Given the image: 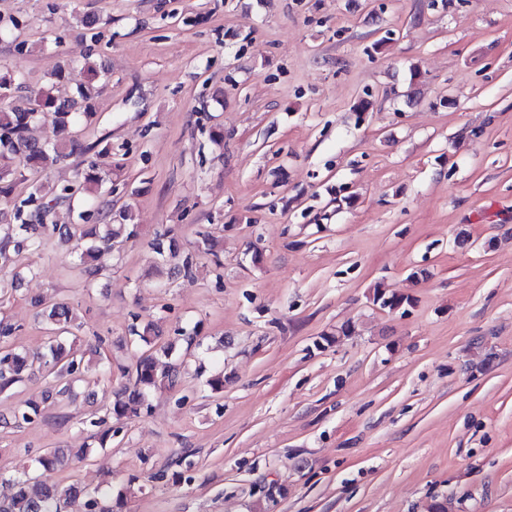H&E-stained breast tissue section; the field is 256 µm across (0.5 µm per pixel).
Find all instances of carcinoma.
Here are the masks:
<instances>
[{
    "label": "carcinoma",
    "instance_id": "cac0c4a2",
    "mask_svg": "<svg viewBox=\"0 0 512 512\" xmlns=\"http://www.w3.org/2000/svg\"><path fill=\"white\" fill-rule=\"evenodd\" d=\"M68 64L55 62L47 72L48 87L30 91L26 107L0 106V197L8 198L14 192L17 182L24 180L21 166L33 165L42 170L53 169L76 154L84 155L92 146L81 141L80 127L91 115V101L101 92L100 70L87 62L84 69L87 81L77 87L69 98H59L53 88L59 81ZM24 89L23 83L10 74H0V101H5ZM49 119L56 127L58 138L53 143L39 140L34 131L38 125ZM100 177L94 165L80 173V179L60 187L59 194L48 201L38 202L35 213L25 214V207L37 202V192L14 205L8 219L0 222V260L5 262L24 252L38 248L46 237L68 241L74 237L89 241V246L81 253L75 264L86 279L93 280L104 270V260L111 253L112 239L132 238L136 235V225L129 223L131 216L121 211L116 215L117 223L92 224L91 218L101 212L112 214L109 201L101 200L93 208L77 213L72 224H48L44 217L60 201H72L76 196H93L98 193ZM153 251L162 263L169 266L172 274L188 272L192 268L189 257L182 256L177 241L168 229L155 233L150 242ZM373 303L390 311L411 302L407 296L397 294L378 283L373 288ZM47 324L49 336L44 351L34 357L14 350L8 340L14 333L13 324L0 320V391H6L22 380L27 369L38 365L45 377L53 385L38 399L26 400L14 412V424H30L40 418L45 404L67 394L73 383L82 380V367H91L85 361L84 352L74 347L70 335L79 329L77 314L65 300L55 301L40 310ZM134 341L144 347L136 360L134 370L128 375L118 397L112 405V413L138 418L147 408L146 397L157 389L174 388L179 381L180 370L172 362V356L182 344L191 347L193 336H177L162 344H157L158 333L154 324L148 322L132 329ZM91 449L80 448L74 455L67 454L65 448H50L35 458V468L39 475L35 478L24 476L15 481V491L10 503L0 512H66L68 508L81 503L83 512H99V495L75 483L62 485L53 481V476L68 467L74 460L85 459Z\"/></svg>",
    "mask_w": 512,
    "mask_h": 512
}]
</instances>
